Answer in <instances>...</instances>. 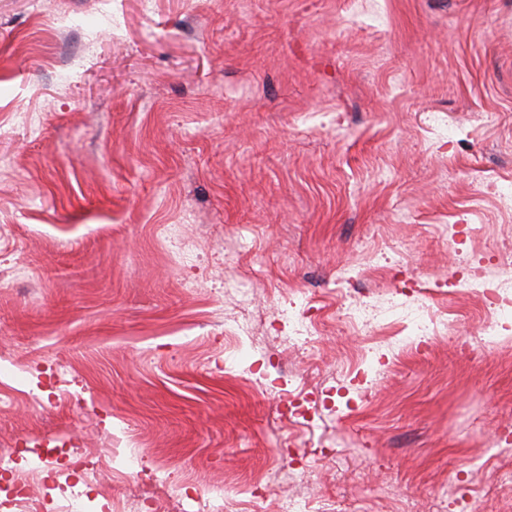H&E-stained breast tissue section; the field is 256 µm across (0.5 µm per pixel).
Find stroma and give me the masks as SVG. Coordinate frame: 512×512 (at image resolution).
<instances>
[{
	"mask_svg": "<svg viewBox=\"0 0 512 512\" xmlns=\"http://www.w3.org/2000/svg\"><path fill=\"white\" fill-rule=\"evenodd\" d=\"M488 176L512 0H0V512L17 472L42 512H512V308L486 342L456 285L512 296ZM343 292L452 316L356 372Z\"/></svg>",
	"mask_w": 512,
	"mask_h": 512,
	"instance_id": "35a3bbf8",
	"label": "stroma"
}]
</instances>
